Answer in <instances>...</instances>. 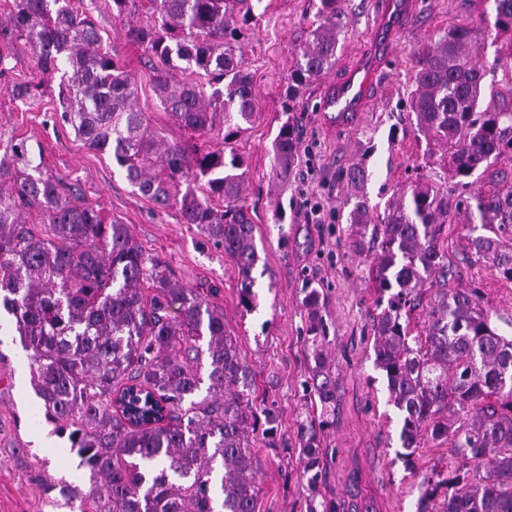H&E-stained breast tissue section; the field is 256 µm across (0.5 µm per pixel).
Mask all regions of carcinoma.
I'll return each mask as SVG.
<instances>
[{"mask_svg": "<svg viewBox=\"0 0 512 512\" xmlns=\"http://www.w3.org/2000/svg\"><path fill=\"white\" fill-rule=\"evenodd\" d=\"M129 27L155 70L154 92L189 147L162 144L135 109L138 87L102 47L92 12L73 0H12L13 34L29 44L40 73L59 75L60 120L89 148L107 153L127 182L160 209L179 207L224 247L237 273L239 304L256 307L260 255L242 200L247 173L238 138L258 109L252 76L239 60V21L251 0H146ZM496 37L512 47V0H494ZM346 28L342 0H319L288 77L287 119L272 142L274 180L287 183L299 150L301 91L336 64ZM472 28H448L415 53L410 108L415 130L441 150L456 184L512 162V105L484 101L486 71L472 61ZM224 86L175 81L174 61ZM37 85H12L26 107ZM367 172L350 170L352 249L373 253L376 366L389 401L403 413L402 447L448 441L461 463L417 476V512H512V338L501 335L473 288L448 281L443 230L460 215L486 231L469 262L512 280V184L469 196L417 178L371 215ZM46 224L50 233L39 226ZM313 410L297 421L299 462L315 486L323 436L336 418L339 383L326 349L323 291L302 280ZM430 297L412 334L410 314ZM0 305L27 352L31 383L53 432L65 435L90 471L85 489L46 486L81 512H255L260 461L250 435L279 427L275 402L257 400L254 374L224 308L170 276L127 225L86 204L64 179L43 172L27 142L0 156Z\"/></svg>", "mask_w": 512, "mask_h": 512, "instance_id": "1", "label": "carcinoma"}]
</instances>
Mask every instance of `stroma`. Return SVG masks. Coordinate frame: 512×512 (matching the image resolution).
Listing matches in <instances>:
<instances>
[{"label":"stroma","mask_w":512,"mask_h":512,"mask_svg":"<svg viewBox=\"0 0 512 512\" xmlns=\"http://www.w3.org/2000/svg\"><path fill=\"white\" fill-rule=\"evenodd\" d=\"M318 0H255L253 17L242 23L239 39L245 66L253 76L258 115L236 148L247 169L245 204L262 240L266 276L257 280L258 307L239 303L235 266L223 248L183 223L177 208H158L134 190L108 155L88 149L59 119L58 77L38 75L32 50L13 36L8 23L11 0H0V153L11 140H26L41 153L44 169L63 177L87 203L100 205L128 224L145 252L158 259L186 286L215 290L224 324L256 374V393L277 401L282 421L276 436L251 437L260 462L256 512H308L312 503L328 512H416L413 478L434 466L455 465L449 442H428L404 459L401 415L388 401L384 373L374 364L369 314L374 290L370 261L349 244L346 174L365 166L371 206L402 192L437 162L418 137L409 103L414 90L413 54L448 27L473 30V60L483 66L486 83L503 90L502 66L512 49L496 41L494 0H412L405 25L395 34L390 58L373 86L371 102L353 126L329 130L320 122L324 82L307 86L300 99L302 136L287 186L276 190L271 173V142L285 121L288 76L295 50L307 36ZM347 26L340 37L336 66L328 79L341 78L348 65L373 57L368 38L379 0H345ZM104 48L134 75L135 106L147 113L167 143L187 144L188 131L175 125L157 105L154 73L142 48L126 30L136 16L117 18L111 0H96L92 10ZM39 81V105L28 110L12 99L13 84ZM287 245H280V233ZM468 224L449 225L442 242L452 270V288L479 289L501 334L512 336V281L466 259ZM324 290L326 348L336 365L340 405L325 434L327 448L316 491H309L298 464L296 422L304 417L301 383L307 370L301 338L302 279ZM23 456H15V449ZM65 480L86 486L88 472L70 450L67 438L53 434L30 384L25 351L14 339L10 316L0 317V512H70L52 504L46 483Z\"/></svg>","instance_id":"obj_1"}]
</instances>
